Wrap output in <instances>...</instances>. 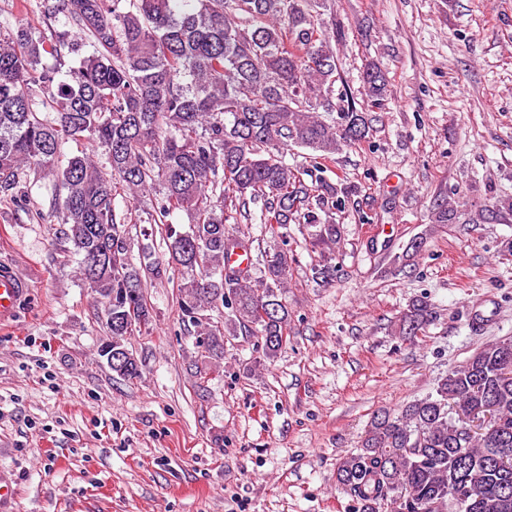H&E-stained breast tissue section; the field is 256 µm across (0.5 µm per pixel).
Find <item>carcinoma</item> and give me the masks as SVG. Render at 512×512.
<instances>
[{"instance_id":"obj_1","label":"carcinoma","mask_w":512,"mask_h":512,"mask_svg":"<svg viewBox=\"0 0 512 512\" xmlns=\"http://www.w3.org/2000/svg\"><path fill=\"white\" fill-rule=\"evenodd\" d=\"M335 0H38L68 30L45 35L20 22L0 29V194L26 197L27 172L52 177L48 194L66 225L63 253L112 320L110 368L133 381L125 345L152 330L141 271L180 276L179 310L204 363L224 360V342L255 339L269 360L287 343L288 275L296 262L288 225L313 231L321 253L336 244L334 211L352 190L321 176L343 146L369 138L364 113L339 78L335 43L343 31ZM52 60V65L43 60ZM388 81L363 71L371 106ZM94 144L105 156L82 148ZM311 151L310 168L283 150ZM158 185L160 203L134 224L115 199ZM259 221L273 245L252 256L240 224ZM181 211L187 227L169 223ZM512 213V200L468 214L472 224ZM160 231L131 257L133 225ZM242 251L245 268L229 263ZM432 318L416 300L400 323L416 336ZM482 420L477 426L470 418ZM336 484L355 512H512V338L481 348L441 377L434 392L396 413L374 414L355 451L336 463Z\"/></svg>"}]
</instances>
